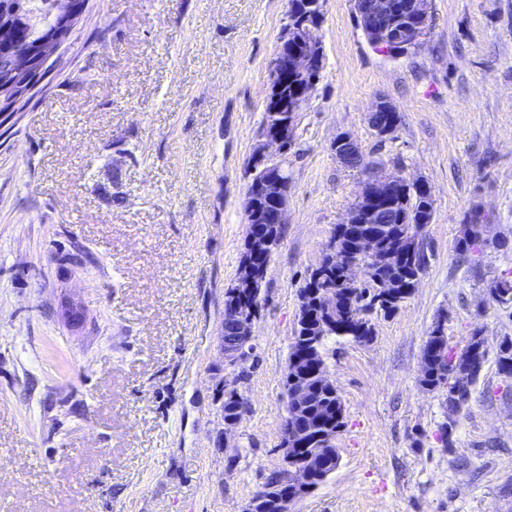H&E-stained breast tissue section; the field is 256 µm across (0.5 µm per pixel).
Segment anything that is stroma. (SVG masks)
<instances>
[{"label":"stroma","mask_w":512,"mask_h":512,"mask_svg":"<svg viewBox=\"0 0 512 512\" xmlns=\"http://www.w3.org/2000/svg\"><path fill=\"white\" fill-rule=\"evenodd\" d=\"M288 0H88L0 133V512H245L282 470L283 379L299 291L367 173L425 179L428 264L373 335L329 339L344 406L336 471L292 512H512V0H432L409 55L376 51L327 0L323 69L297 114L287 227L270 262L225 431L224 290L247 233L252 157ZM400 121L378 143L365 116ZM478 213L482 240L455 250ZM481 332L467 409L419 385L426 340ZM451 434H444V426ZM394 112H396V109L388 101L377 100L366 113L368 126L378 140H384L390 136L392 125L394 124L391 117L394 115ZM395 114L393 133L399 123V115L397 112ZM240 377L234 376L231 380L224 379V425L229 428L236 425L242 414H238L239 410H245L246 402L243 396L238 392L237 382ZM231 415L229 418H226Z\"/></svg>","instance_id":"stroma-1"}]
</instances>
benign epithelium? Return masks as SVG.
<instances>
[{"mask_svg":"<svg viewBox=\"0 0 512 512\" xmlns=\"http://www.w3.org/2000/svg\"><path fill=\"white\" fill-rule=\"evenodd\" d=\"M360 29L379 39V44L394 48L395 53H405L414 45L422 42L427 35L431 23V0H365L362 11L356 13ZM324 17V0H289L288 11L279 45L272 61V79L267 105L272 107L271 133L265 136L253 159L258 164H264L260 178L255 185L254 194L248 195L246 214L257 209L253 197L266 199L273 203L274 222L287 224L288 175L283 170L282 162H267V154L271 149L282 153L285 143L292 136V118L297 116L308 99V94L314 81H305L296 86L288 102L281 103L275 93L280 89V82L288 75L311 74L323 66V52L315 37ZM396 109L386 100L375 101L366 119L369 128L379 140L388 138L392 131V115ZM338 145L342 149L335 151L336 158L343 162L359 154L350 139L344 135ZM408 184L414 185L420 192L430 196L432 189L425 180L408 181L398 173H371L364 183L358 201L360 206L348 213L345 223L350 225L351 236L355 247L348 255L343 266V275L351 282L358 277L365 279L371 276L369 264L362 261L365 256H372L377 251L376 237L363 230L369 224H392L398 219L394 206L390 201L402 194ZM251 259L242 262L234 285L240 288H255L265 278L267 266L253 261V258L265 253L272 246L273 239L267 229L257 226L253 233L247 236ZM257 296L248 294L240 300L224 306V322L234 328L231 338L222 341L224 362L229 367L239 365L246 357L245 348L252 341V325L256 319ZM305 433L283 426L280 444L282 457L287 469L286 483L291 490L299 493L314 488L311 476L314 472L325 468L323 460L307 456L306 464L294 463V458L288 454V445L296 441L303 442ZM282 484H265L250 500L246 512H255V506L263 501H273L280 512H290L296 496H284L281 493Z\"/></svg>","mask_w":512,"mask_h":512,"instance_id":"7a95c632","label":"benign epithelium"}]
</instances>
